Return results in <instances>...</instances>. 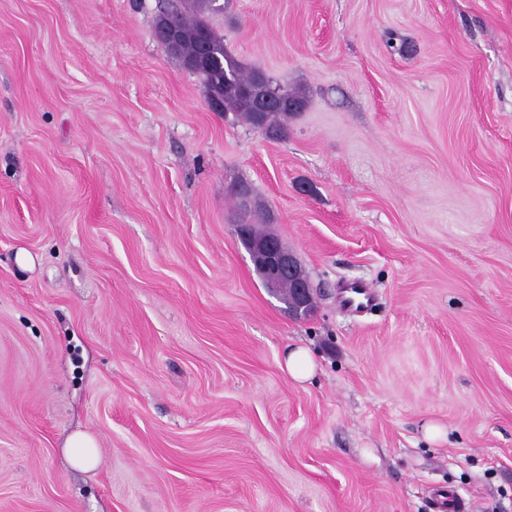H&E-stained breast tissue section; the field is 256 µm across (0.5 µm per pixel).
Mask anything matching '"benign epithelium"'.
<instances>
[{
  "mask_svg": "<svg viewBox=\"0 0 512 512\" xmlns=\"http://www.w3.org/2000/svg\"><path fill=\"white\" fill-rule=\"evenodd\" d=\"M154 36L167 49L175 48L176 38L170 19L164 18L157 22ZM236 235L240 239L249 241L251 260L255 266L262 269L268 279L269 287L274 289L279 281H288L294 301V307L290 312L295 316L300 315L302 310L313 302V294L297 256L275 237L249 239L248 228L241 224L236 227Z\"/></svg>",
  "mask_w": 512,
  "mask_h": 512,
  "instance_id": "1",
  "label": "benign epithelium"
}]
</instances>
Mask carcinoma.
I'll list each match as a JSON object with an SVG mask.
<instances>
[{"instance_id":"1","label":"carcinoma","mask_w":512,"mask_h":512,"mask_svg":"<svg viewBox=\"0 0 512 512\" xmlns=\"http://www.w3.org/2000/svg\"><path fill=\"white\" fill-rule=\"evenodd\" d=\"M227 6L228 0H163L159 9L173 12L178 35V51L172 57L184 67L194 64L192 73L199 76L205 95L216 94L223 112H231L267 136L280 139L288 133V120L306 108V93L271 77L253 80L259 68L243 66L224 45V33L211 24V16L224 12ZM270 92L281 105L253 110L251 102Z\"/></svg>"}]
</instances>
